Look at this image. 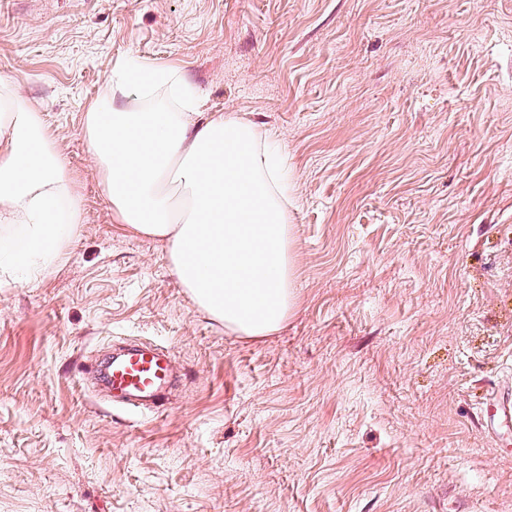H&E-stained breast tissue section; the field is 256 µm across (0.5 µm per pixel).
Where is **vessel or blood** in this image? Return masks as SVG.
I'll return each instance as SVG.
<instances>
[{"instance_id":"obj_1","label":"vessel or blood","mask_w":512,"mask_h":512,"mask_svg":"<svg viewBox=\"0 0 512 512\" xmlns=\"http://www.w3.org/2000/svg\"><path fill=\"white\" fill-rule=\"evenodd\" d=\"M106 384L115 403L160 410L173 384L171 354L149 344L128 345L108 363Z\"/></svg>"}]
</instances>
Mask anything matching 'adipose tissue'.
Listing matches in <instances>:
<instances>
[{"label":"adipose tissue","mask_w":512,"mask_h":512,"mask_svg":"<svg viewBox=\"0 0 512 512\" xmlns=\"http://www.w3.org/2000/svg\"><path fill=\"white\" fill-rule=\"evenodd\" d=\"M126 72L146 71L130 62ZM181 97L178 107L90 102L81 134L95 154L114 218L166 240L180 285L200 310L242 336H266L294 305L288 170L268 138L234 115L202 118L181 70L148 69ZM65 204L67 221L53 210ZM82 222L79 198L52 151L41 113L0 79V223L21 227L23 247L0 257L37 271L59 259Z\"/></svg>","instance_id":"obj_1"}]
</instances>
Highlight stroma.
I'll use <instances>...</instances> for the list:
<instances>
[{"label":"stroma","mask_w":512,"mask_h":512,"mask_svg":"<svg viewBox=\"0 0 512 512\" xmlns=\"http://www.w3.org/2000/svg\"><path fill=\"white\" fill-rule=\"evenodd\" d=\"M276 137L295 303L248 338L112 217L81 136L126 61ZM0 78L83 222L0 268V512H512V0H0ZM170 350L164 410L117 345ZM106 384L112 402L140 408L151 403L158 412L173 384L171 353L144 343L129 344L106 366Z\"/></svg>","instance_id":"1"}]
</instances>
